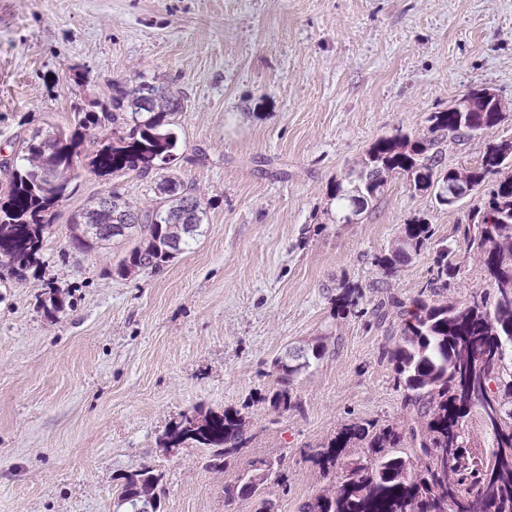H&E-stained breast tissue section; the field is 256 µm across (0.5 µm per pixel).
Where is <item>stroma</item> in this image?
<instances>
[{"instance_id":"1","label":"stroma","mask_w":512,"mask_h":512,"mask_svg":"<svg viewBox=\"0 0 512 512\" xmlns=\"http://www.w3.org/2000/svg\"><path fill=\"white\" fill-rule=\"evenodd\" d=\"M182 92L178 159L163 174L83 173L59 204L38 267L0 282V512H127L116 490L149 465L160 512H225L224 487L283 455L275 512H298L327 481L312 455L354 418L402 421L383 357L399 322L377 305L417 297L427 249L393 271L375 262L402 224L425 218L455 249L448 299L484 287L453 208L393 177L363 221L336 220V181L354 185L380 137L426 129L473 89L500 94L512 135V0H0V156L17 136L112 107V84ZM195 188L203 233L159 271L122 278L129 249L79 253L63 233L108 190L154 204L160 176ZM355 289L358 306L334 315ZM67 302L47 315L51 291ZM328 338L299 376V411L271 420L258 399L273 359ZM233 408L254 440L225 472L168 448L181 413Z\"/></svg>"}]
</instances>
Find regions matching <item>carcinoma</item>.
Here are the masks:
<instances>
[{"mask_svg": "<svg viewBox=\"0 0 512 512\" xmlns=\"http://www.w3.org/2000/svg\"><path fill=\"white\" fill-rule=\"evenodd\" d=\"M139 84L132 90L112 84L117 96L107 112H77L71 126L54 125L35 131L18 142L12 153L8 191L0 201V269L24 277L38 262L46 236L53 227L55 208L74 191L81 169L99 177L119 171L145 176L176 160V115L182 96L165 87L147 103ZM507 119V112H478L469 123L465 112H432L426 130L397 132L378 138L361 160L359 184L351 189L338 181L333 189L337 214L351 212L355 203L365 214L384 192L389 179L407 177L417 192H433L448 205V191L464 183L478 192L494 180L480 200L473 223L464 231L471 257L482 266L486 288L463 304L440 299L448 290L459 264L452 250H435V273L409 304L390 299L377 310L390 307L401 321V337L386 349L394 381L405 392L404 407L412 408L406 424L380 425L351 420L322 444L316 463L329 483L321 493L302 503L299 512H512V164L505 165L493 139L472 163L443 167L441 145L483 137ZM56 142L57 151L46 155L37 146L43 136ZM159 202L138 208L123 193L109 190L110 207L88 205L67 225L71 248L91 252L115 240L133 246L118 262L115 273L129 276L140 269L159 270L189 242L202 234L201 197L181 181L162 178ZM193 201L182 216L183 196ZM102 224H123L125 231L99 237ZM430 224L415 217L403 225L388 252L376 256L387 271L420 254L431 243ZM336 316L343 319L356 306L353 290L336 297ZM327 350L323 341L301 348L291 361L274 362L275 381L259 397L267 412L283 417L301 409L294 381ZM476 415L492 446L479 456L469 451L466 428ZM245 416L238 410L197 409L181 414L166 434L176 448L185 442L206 450L203 466L222 472L229 458L248 447ZM411 444V452L404 450ZM284 454L266 458L224 486V506L237 499L253 502L254 512H265L274 489L283 484L279 467ZM162 475L144 465L124 475L119 498L132 509L159 512Z\"/></svg>", "mask_w": 512, "mask_h": 512, "instance_id": "obj_1", "label": "carcinoma"}]
</instances>
